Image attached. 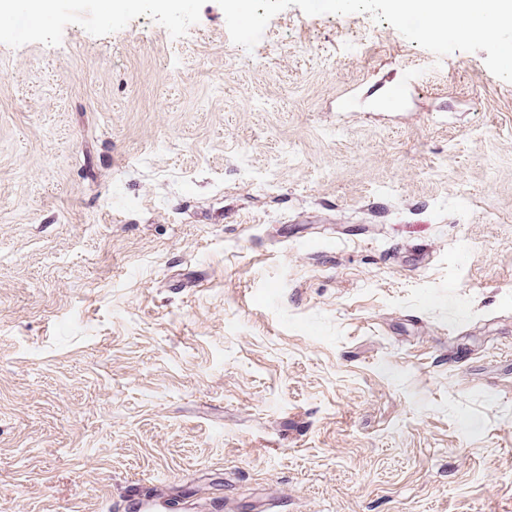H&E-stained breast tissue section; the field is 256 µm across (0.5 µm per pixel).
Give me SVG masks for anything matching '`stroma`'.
I'll list each match as a JSON object with an SVG mask.
<instances>
[{"mask_svg": "<svg viewBox=\"0 0 512 512\" xmlns=\"http://www.w3.org/2000/svg\"><path fill=\"white\" fill-rule=\"evenodd\" d=\"M0 18V512H512V83L367 13Z\"/></svg>", "mask_w": 512, "mask_h": 512, "instance_id": "obj_1", "label": "stroma"}]
</instances>
